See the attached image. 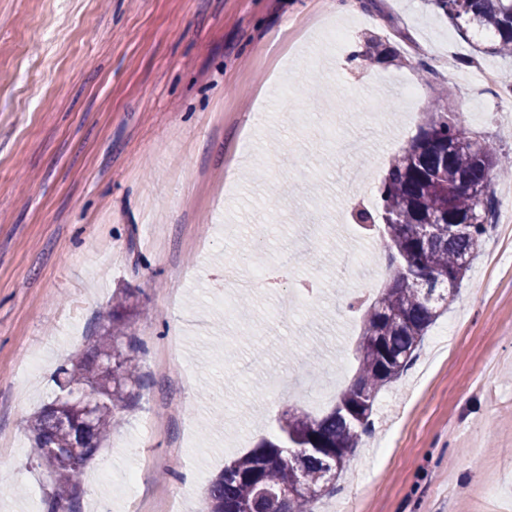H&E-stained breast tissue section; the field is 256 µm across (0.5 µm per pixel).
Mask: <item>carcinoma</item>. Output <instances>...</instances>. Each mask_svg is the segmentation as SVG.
Returning a JSON list of instances; mask_svg holds the SVG:
<instances>
[{
	"mask_svg": "<svg viewBox=\"0 0 512 512\" xmlns=\"http://www.w3.org/2000/svg\"><path fill=\"white\" fill-rule=\"evenodd\" d=\"M438 13L460 31L488 36L490 56L512 57V0H433ZM353 58L367 63L403 60L377 36ZM464 132L448 113L430 110L419 133L396 155L371 209H359L355 223L377 231L390 281L364 312L351 385L323 416L290 414L276 439L225 464L207 488V512H312L314 502L336 489V476L372 425L380 391L397 381L455 295L495 223L492 179L512 170V156L486 140L456 148ZM122 302L101 318L87 357L58 372L61 395L32 425V457L50 472L45 512H76L84 463L109 438L120 410L142 387L136 337L122 325ZM93 388L98 402L84 430L69 419L79 415L72 395ZM86 445L80 458L70 454Z\"/></svg>",
	"mask_w": 512,
	"mask_h": 512,
	"instance_id": "obj_1",
	"label": "carcinoma"
}]
</instances>
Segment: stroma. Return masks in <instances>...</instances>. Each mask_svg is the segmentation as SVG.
<instances>
[{"instance_id":"stroma-1","label":"stroma","mask_w":512,"mask_h":512,"mask_svg":"<svg viewBox=\"0 0 512 512\" xmlns=\"http://www.w3.org/2000/svg\"><path fill=\"white\" fill-rule=\"evenodd\" d=\"M0 0V512H41L48 473L30 427L60 366L117 301L143 351L142 388L84 466L81 512H204L225 463L352 380L360 317L343 307L375 236L342 225L437 104L512 155L497 86L512 57L474 53L430 0ZM378 32L406 57L357 65ZM416 95L401 98L402 85ZM360 139L364 184L321 128ZM276 209H269L270 198ZM185 277L174 282L173 268ZM288 268L248 308L216 276ZM315 295L277 307L293 282ZM292 354L283 357V346ZM263 349L255 360L254 349ZM41 356L28 379L25 351ZM316 512H512V235L494 226L410 370L379 394ZM143 437L144 447H128ZM137 484H129L130 472Z\"/></svg>"}]
</instances>
